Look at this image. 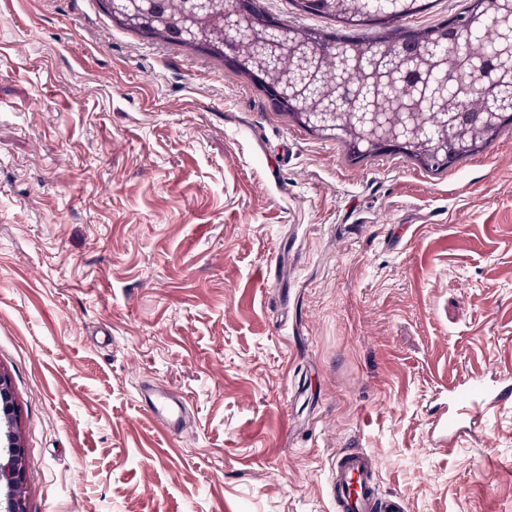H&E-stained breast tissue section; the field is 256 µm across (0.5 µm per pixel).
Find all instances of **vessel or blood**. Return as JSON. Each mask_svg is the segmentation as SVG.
<instances>
[{"label": "vessel or blood", "instance_id": "vessel-or-blood-1", "mask_svg": "<svg viewBox=\"0 0 512 512\" xmlns=\"http://www.w3.org/2000/svg\"><path fill=\"white\" fill-rule=\"evenodd\" d=\"M141 397L160 429L170 434L183 429V401L162 387L144 389ZM450 400L458 402L461 414L470 420L481 419L496 404L512 400V380L503 379L495 387L482 378L470 376L448 387ZM456 417L435 411L428 420V434L434 443L452 439ZM330 496L336 512H407L405 501L397 495H384L375 480L372 458L358 448L339 451L331 463Z\"/></svg>", "mask_w": 512, "mask_h": 512}]
</instances>
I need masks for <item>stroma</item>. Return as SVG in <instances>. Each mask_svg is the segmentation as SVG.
I'll return each instance as SVG.
<instances>
[{"mask_svg":"<svg viewBox=\"0 0 512 512\" xmlns=\"http://www.w3.org/2000/svg\"><path fill=\"white\" fill-rule=\"evenodd\" d=\"M283 123L99 0H0V370L29 512H336L343 448L407 512H512V127L437 174ZM184 399L182 434L139 399ZM448 398L459 403L458 414L467 415L471 423L481 420L483 414L496 404L511 401V373L503 375L496 387H489L481 377L469 376L448 386ZM456 422L454 414L448 416L446 410H436L428 420V434L435 444H444L448 439V447L453 439L452 428Z\"/></svg>","mask_w":512,"mask_h":512,"instance_id":"35a3bbf8","label":"stroma"}]
</instances>
